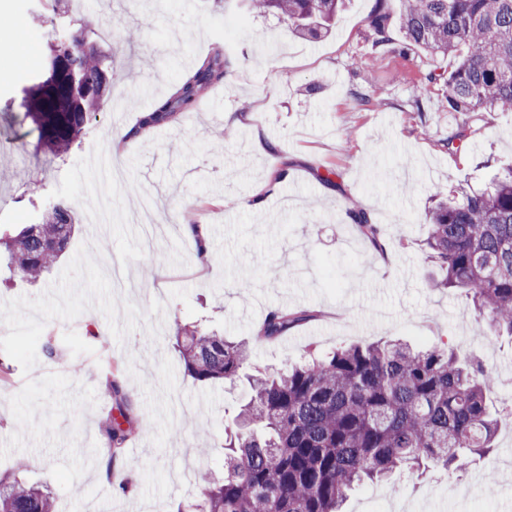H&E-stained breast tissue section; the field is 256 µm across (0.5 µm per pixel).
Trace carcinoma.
<instances>
[{
  "label": "carcinoma",
  "mask_w": 512,
  "mask_h": 512,
  "mask_svg": "<svg viewBox=\"0 0 512 512\" xmlns=\"http://www.w3.org/2000/svg\"><path fill=\"white\" fill-rule=\"evenodd\" d=\"M345 0H251L257 14L276 13L294 31L317 38L328 31ZM405 50L453 59L448 73H429L444 87L448 111L512 110V0H400L393 16L376 0L369 16L371 53L394 50L393 24ZM94 26L80 27L49 45L46 64L23 89L24 118L37 145L67 153L105 106V62L85 50ZM229 61L216 46L171 95L142 113L139 126L173 122L224 82ZM360 233L383 251L380 227L367 212H350ZM75 230L70 204L59 200L40 222L3 241L7 266L38 280L62 256ZM441 288H465L497 333L512 337V162L490 185L460 190L453 203L429 212L426 240ZM305 310L269 312L258 337L273 340L309 320ZM174 347L187 373L205 383L234 381L248 364L249 347L200 325L177 328ZM248 396L237 427L224 439V477L199 482L195 512H341L349 493L403 469L431 465L461 471L473 455L494 452L503 417L488 394L496 379L485 366L444 344L415 349L393 341L350 346L271 375L247 374ZM116 413L102 426L105 450L115 455L132 428V400L109 380ZM0 512H55L49 491L0 476Z\"/></svg>",
  "instance_id": "cac0c4a2"
}]
</instances>
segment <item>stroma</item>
Segmentation results:
<instances>
[{"mask_svg": "<svg viewBox=\"0 0 512 512\" xmlns=\"http://www.w3.org/2000/svg\"><path fill=\"white\" fill-rule=\"evenodd\" d=\"M91 42L111 56L105 98L117 111L93 116L79 145L55 158L36 151L23 119L21 89L45 60L49 29L37 0H0V231L37 223L57 199H69L79 225L65 259L81 246L104 271L119 269L133 285L118 301L139 310L123 340L90 308L73 320H50L53 356L31 373L14 366L0 381V474L50 490L57 512H182L197 496V475L224 473V433L233 429L244 383L204 386L187 375L172 338L199 322L246 342L249 371L269 374L351 345L404 339L448 343L477 354L496 376L498 406L512 408V338L491 333L471 298L443 290L440 269L424 255L432 195L447 200L459 185L485 187L512 160V111H449L441 87L424 77L451 69L427 50H394L371 59L368 18L376 0H350L331 33H293L285 19L257 15L248 0H93ZM132 31L117 41L114 24ZM230 60L227 79L175 122L145 137L113 143L137 127L142 112L168 96L214 46ZM27 55L16 65V55ZM375 93L364 109L354 91ZM250 114L234 129L226 115ZM464 132L459 152L443 142ZM279 176L259 210L244 203ZM41 195L29 201L28 191ZM361 206L379 224V254L350 217ZM203 224L210 240L200 257L185 225ZM314 317L284 336L257 339L272 310ZM60 373L94 389L95 407L62 418L79 430L77 449L92 466L64 490L50 474L63 452L33 445L9 399L27 378ZM133 395L136 433L104 474L100 423L114 409L110 377ZM490 456L464 470L406 471L368 483L346 512H512V429ZM494 483H487V472Z\"/></svg>", "mask_w": 512, "mask_h": 512, "instance_id": "obj_1", "label": "stroma"}]
</instances>
